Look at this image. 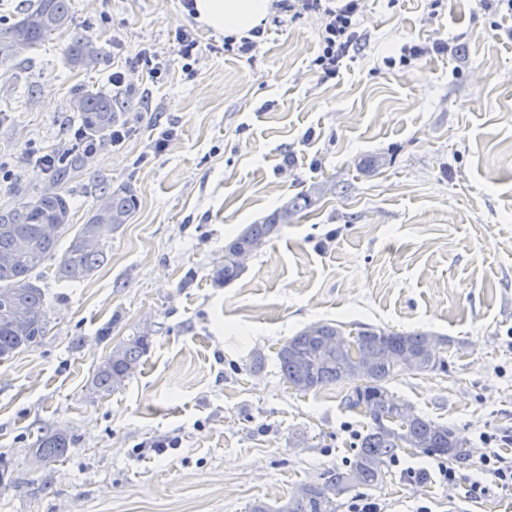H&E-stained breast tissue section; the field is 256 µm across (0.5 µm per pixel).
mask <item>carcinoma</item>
Listing matches in <instances>:
<instances>
[{"label":"carcinoma","mask_w":512,"mask_h":512,"mask_svg":"<svg viewBox=\"0 0 512 512\" xmlns=\"http://www.w3.org/2000/svg\"><path fill=\"white\" fill-rule=\"evenodd\" d=\"M71 0H35L11 22H0V67L14 68L40 43L55 35L69 34L66 58L73 69L92 71L99 63L101 49L96 40L72 28ZM69 110L79 114L88 137L105 138L117 121L121 104L112 96L84 90L68 102ZM83 160L75 156L51 172L49 186L37 195L0 208V362L39 345L51 330L50 309L44 289L38 285L36 271L56 254L58 243L73 227L69 184L81 170ZM322 197V189H309L285 200L259 224H249L224 245V267L214 273L220 285H228L242 273L236 254L258 252L279 235L297 214L309 209ZM139 198L127 186L99 187L84 224L80 225L68 247L58 258V282L74 284L91 277L104 263L105 245L101 226L114 229L130 223ZM46 224L57 231L43 233ZM29 314L24 321L13 316L15 305ZM317 335L303 327L289 337L277 353L279 371L288 387L300 392H316L345 383L350 390L344 405L370 420L360 436L357 449L346 464L325 473L323 481L304 484L305 493L272 504L258 500L249 512H336V499L359 488L375 487L383 481L388 467L401 452L415 449L443 461H457L469 455L464 438H451L454 430L426 416L407 415L389 384L405 371V359L414 352L426 355V331L396 332L366 324L348 330L333 322H318ZM150 348V336L138 332L112 346V351L95 368L91 389L101 396L126 385ZM73 444L67 431L47 428L40 431L32 449L52 464L67 455Z\"/></svg>","instance_id":"obj_1"}]
</instances>
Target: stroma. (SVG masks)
I'll return each instance as SVG.
<instances>
[{"instance_id":"stroma-1","label":"stroma","mask_w":512,"mask_h":512,"mask_svg":"<svg viewBox=\"0 0 512 512\" xmlns=\"http://www.w3.org/2000/svg\"><path fill=\"white\" fill-rule=\"evenodd\" d=\"M102 49L96 70L70 69L56 36L0 78V156L55 149L78 127L68 99L86 86L129 104L119 146L85 157L70 185L83 223L101 185H127L139 209L104 229L107 260L67 287L55 259L39 274L52 330L0 364V454L17 483L0 512H248L287 498L352 457L368 421L343 404L346 385L300 394L277 352L305 325L358 322L448 337L444 371L403 372L390 389L448 424L470 447L483 435L512 458V13L485 0H363L358 47L336 78L313 61L322 21L273 11L250 56L224 49L184 0H72ZM193 26L213 51L186 78L173 42ZM447 42L400 64V47ZM164 58L158 79L115 87L140 51ZM175 127L165 150L152 139ZM374 155L378 172L362 165ZM325 187L246 262L228 286L213 274L224 245L311 185ZM119 339L152 347L126 386L89 388ZM73 445L32 483L27 450L41 429ZM170 447H161V440ZM408 450L365 490L383 512H512V491L469 497L465 482L408 479L436 470Z\"/></svg>"}]
</instances>
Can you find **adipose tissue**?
<instances>
[{
    "label": "adipose tissue",
    "instance_id": "obj_1",
    "mask_svg": "<svg viewBox=\"0 0 512 512\" xmlns=\"http://www.w3.org/2000/svg\"><path fill=\"white\" fill-rule=\"evenodd\" d=\"M272 0H193L196 20L234 38L249 36L266 23Z\"/></svg>",
    "mask_w": 512,
    "mask_h": 512
}]
</instances>
